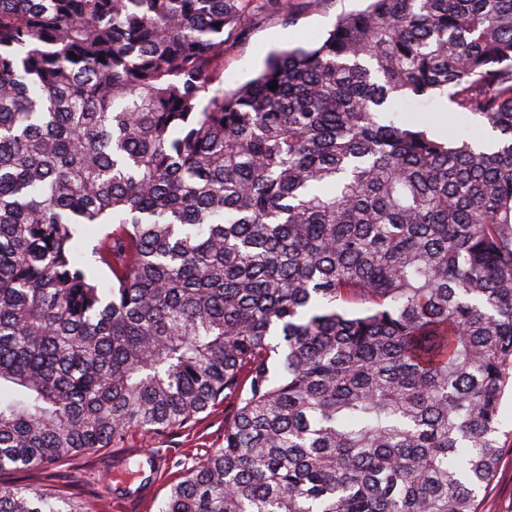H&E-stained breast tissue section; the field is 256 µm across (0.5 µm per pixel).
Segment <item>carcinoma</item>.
Wrapping results in <instances>:
<instances>
[{
	"mask_svg": "<svg viewBox=\"0 0 512 512\" xmlns=\"http://www.w3.org/2000/svg\"><path fill=\"white\" fill-rule=\"evenodd\" d=\"M265 11L295 20L0 0V469L234 398L162 512H477L512 389V0H370L224 89ZM436 97L496 140L394 120Z\"/></svg>",
	"mask_w": 512,
	"mask_h": 512,
	"instance_id": "1",
	"label": "carcinoma"
}]
</instances>
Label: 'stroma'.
Returning <instances> with one entry per match:
<instances>
[{"instance_id": "stroma-1", "label": "stroma", "mask_w": 512, "mask_h": 512, "mask_svg": "<svg viewBox=\"0 0 512 512\" xmlns=\"http://www.w3.org/2000/svg\"><path fill=\"white\" fill-rule=\"evenodd\" d=\"M294 23L283 22L265 12L254 16L235 42L224 52V86L236 88L254 78L269 53L302 45L307 36L326 33L336 18L360 8V0H291ZM395 110L401 121L421 123L438 137L467 134L487 137L480 119L452 112L443 99L399 102ZM234 410L220 401L195 419L150 436L130 431L118 444L74 454L45 470H0V484H34L47 495L64 501L73 512H161L171 486L213 449L224 445V425ZM501 444L504 448L494 479L478 496L479 512H512V398L504 397L500 412ZM165 457L167 467L152 481L141 501L126 502L125 494L104 482V468L118 457L138 459L141 449Z\"/></svg>"}]
</instances>
